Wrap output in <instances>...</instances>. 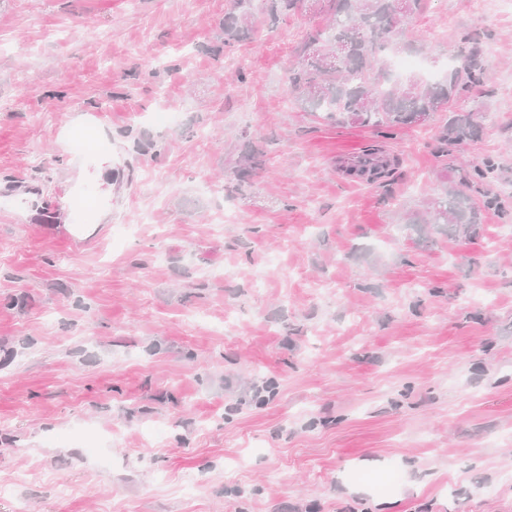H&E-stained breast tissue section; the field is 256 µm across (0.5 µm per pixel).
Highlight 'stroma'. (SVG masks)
Instances as JSON below:
<instances>
[{"label":"stroma","mask_w":512,"mask_h":512,"mask_svg":"<svg viewBox=\"0 0 512 512\" xmlns=\"http://www.w3.org/2000/svg\"><path fill=\"white\" fill-rule=\"evenodd\" d=\"M230 9L0 0V512H512V14L421 0L406 55L470 34L484 82L386 135L285 96L320 14L228 44ZM372 145L386 178L337 176ZM487 158L475 237L411 223ZM440 132L441 149L448 145V142L454 145H462L477 136L481 127L482 115L479 111H459L451 112ZM497 166L492 160H485L481 164L471 165L469 169L464 170L462 182L469 188L482 190L483 192V207H495L502 209L501 200L494 194L491 187L492 175L496 172Z\"/></svg>","instance_id":"obj_1"}]
</instances>
